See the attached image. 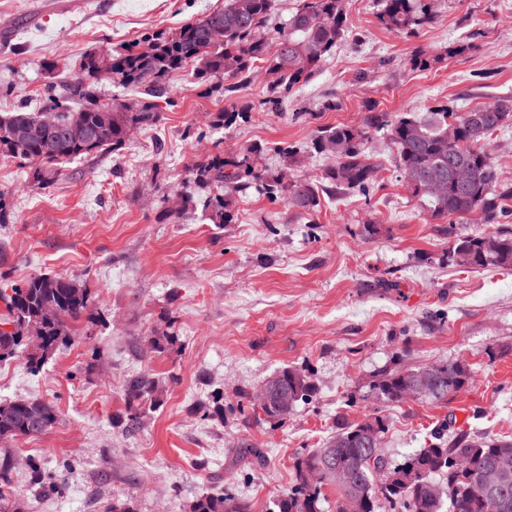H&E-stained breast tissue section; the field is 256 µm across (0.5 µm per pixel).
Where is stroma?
<instances>
[{
	"instance_id": "obj_1",
	"label": "stroma",
	"mask_w": 512,
	"mask_h": 512,
	"mask_svg": "<svg viewBox=\"0 0 512 512\" xmlns=\"http://www.w3.org/2000/svg\"><path fill=\"white\" fill-rule=\"evenodd\" d=\"M224 0H0V114L34 105L43 61L66 76L88 50L115 49L221 8ZM380 0H347L349 32L335 54L292 91L282 112L219 131L225 151L255 143L307 144L322 128L360 123L369 107L463 112L512 97V0H437L436 19L414 34L379 21ZM426 67L412 66L414 55ZM173 103L160 122L135 130L126 146L64 164L48 187L0 157V191L13 221L0 224V284L37 274L80 280L92 321L39 374L23 361L0 364V399L38 398L58 411L45 434L11 441L23 512H100L131 500L136 512H183L223 488L251 512H269L295 480L294 460L320 447L337 418L374 410L389 419V461L437 433L512 438V273L465 270L448 258V229L406 188L385 138L369 151L382 166L369 194L322 195L315 214L248 192L232 222L213 224L201 208L161 217L187 168L209 153L215 113L259 106L257 76L234 99L206 95L190 71L172 76ZM335 109H325L326 101ZM175 315L180 353H146L142 338L161 313ZM495 357H488V350ZM463 360L472 377L443 403L411 400L379 408L364 394L378 371ZM305 368L317 386L275 429L251 409L217 421L198 409L214 392L233 404L285 367ZM148 372L167 386L161 407L139 427L115 421L122 384ZM54 473L61 494L33 497L28 461Z\"/></svg>"
}]
</instances>
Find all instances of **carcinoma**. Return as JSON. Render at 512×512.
Returning <instances> with one entry per match:
<instances>
[{
    "label": "carcinoma",
    "instance_id": "1",
    "mask_svg": "<svg viewBox=\"0 0 512 512\" xmlns=\"http://www.w3.org/2000/svg\"><path fill=\"white\" fill-rule=\"evenodd\" d=\"M379 19L392 32H412L434 22L430 0H381ZM274 0H224V7L198 20L168 31L146 34L116 50L85 52L71 78L57 81L55 64L43 65L47 82L42 93L43 111L20 107L0 115V156L29 166L33 184L44 188L60 175L62 165L121 150L132 132L156 124L160 104H169L173 73L194 66V76L206 94L233 96L261 67L270 76L266 104L276 110L298 85L309 81L348 33L345 0H298L288 19L271 26ZM219 26L224 37L208 39V28ZM110 83L119 89L112 95V117L100 123L99 88ZM57 113V123L47 126L43 113ZM253 107L218 113L211 127L230 129L252 119ZM512 122V97H500L466 112L436 109L431 112H381L368 109L361 123L340 124L317 131L312 148L333 160L322 174L326 188L340 194L370 191L378 163L367 144L372 133L385 132L396 150L395 162L407 189L427 200L432 217L448 227V258L463 269L496 267L512 270V227L500 218L512 212V182L502 178L490 150L488 137ZM458 125L461 143L448 147V125ZM72 124L91 133L87 142L67 135ZM272 150L281 158L275 169L262 163ZM461 156L471 179L458 185L448 175V152ZM306 165L305 152L294 145L268 149L251 145L226 154L220 142L189 168L196 188L208 192L200 198L192 191L179 193L181 208L202 204L213 224L232 220L238 198L250 189L269 199H283L307 214L320 206L319 187L294 175ZM432 172L444 176L441 195L424 192L423 177ZM482 214L486 228L472 236H456L453 225L472 213ZM0 363L22 358L32 373L42 371L57 349L78 341L79 326L90 316V294L78 280L62 275H33L10 288L0 289ZM165 330H153L143 344L155 354L179 353L182 345L171 332L175 318L161 316ZM441 374L439 386L416 389L420 369L386 370L369 384L366 398L387 406L410 398L446 401L468 384L471 366L464 361L432 364ZM163 383L149 374L131 375L124 381V415L120 423L134 427L163 402ZM316 393V385L304 370L286 367L263 382L259 393L244 394L263 414V421L283 426L297 403ZM54 405L40 399L0 400V441L39 435L57 422ZM388 418L377 411L359 422L343 421L323 443L297 456L295 482L275 502L272 512H324L326 489L336 492V512H360L364 500L385 497L395 512H482V487L476 476L496 454L512 457V438L475 436L467 432L446 439L434 435L426 448L390 464L382 444L364 446L366 432L382 437ZM356 471L358 483L347 486L335 474L316 475L322 467ZM30 482L46 494L59 491L52 477L37 463L29 464ZM15 466L8 448H0V512H20L14 492ZM185 512H250L248 503L225 490L201 496L186 505Z\"/></svg>",
    "mask_w": 512,
    "mask_h": 512
}]
</instances>
